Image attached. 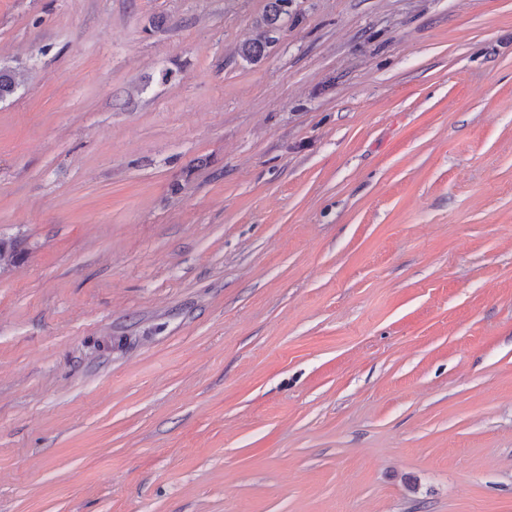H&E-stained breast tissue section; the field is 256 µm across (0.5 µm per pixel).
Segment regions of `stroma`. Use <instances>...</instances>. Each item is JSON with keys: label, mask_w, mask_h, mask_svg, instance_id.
<instances>
[{"label": "stroma", "mask_w": 512, "mask_h": 512, "mask_svg": "<svg viewBox=\"0 0 512 512\" xmlns=\"http://www.w3.org/2000/svg\"><path fill=\"white\" fill-rule=\"evenodd\" d=\"M0 0V512H512V0ZM287 0H270L268 3V10L263 16L261 21V28L263 29L257 38L252 42L245 44L241 50L240 55L246 61L254 62L263 57L265 49L270 44V32H273L278 27V21L281 14L285 11L284 7Z\"/></svg>", "instance_id": "stroma-1"}]
</instances>
